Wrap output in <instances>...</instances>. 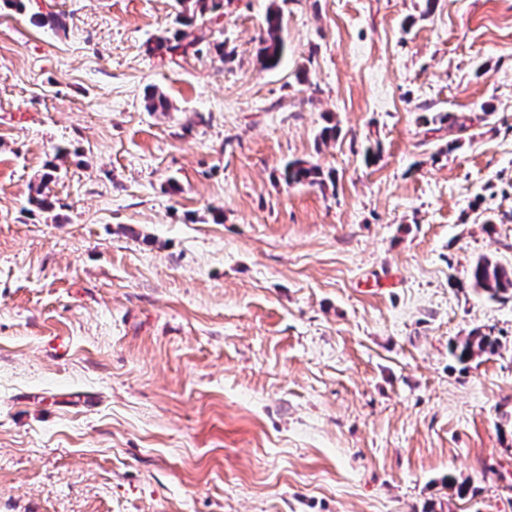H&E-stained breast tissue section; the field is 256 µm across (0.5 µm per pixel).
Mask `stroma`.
<instances>
[{"label":"stroma","mask_w":512,"mask_h":512,"mask_svg":"<svg viewBox=\"0 0 512 512\" xmlns=\"http://www.w3.org/2000/svg\"><path fill=\"white\" fill-rule=\"evenodd\" d=\"M176 12L0 10V512H512V0H224L225 60ZM223 0H179L182 10L179 13V25L170 36L158 37L147 44L150 54L181 53L186 55L190 49L194 55L211 52L212 48L224 55V44L210 40L208 34L207 14L214 13L223 7ZM265 26L267 37L260 40L256 61L261 70H270L278 66L284 52V42L280 36L282 17L279 8L268 11ZM284 179L288 185L308 184L325 187L326 177L334 184L333 172H328L325 177L324 172L317 165L310 164L302 160L288 162L284 168ZM469 280L473 288L486 295L491 300L512 297V272L501 266L491 264L488 260L480 258L471 267ZM498 346L499 341L496 337L474 331L465 340L454 343L450 351L458 362L465 364L473 359L475 355L495 353Z\"/></svg>","instance_id":"35a3bbf8"}]
</instances>
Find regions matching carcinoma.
Masks as SVG:
<instances>
[{
  "mask_svg": "<svg viewBox=\"0 0 512 512\" xmlns=\"http://www.w3.org/2000/svg\"><path fill=\"white\" fill-rule=\"evenodd\" d=\"M181 11L177 19L178 28L168 36L158 37L147 44V51L151 54L163 52L174 54L193 52L198 55L216 50L224 53V44L210 40L208 34L207 15L221 9L223 0H179ZM32 21L41 26L58 28L65 25V15L62 13L32 14ZM266 36L261 38L256 52V61L262 70H270L278 66L284 52V42L280 36L282 30V17L280 9L273 8L268 11L265 18ZM54 166L42 174L39 183L31 196V202L38 208L46 210L51 208L49 195L46 193L48 184L53 180ZM284 179L289 185L308 184L325 186L326 180H334L333 173H324L317 165L302 160L288 162L284 168ZM469 280L473 288L486 295L491 300L512 297V273L503 267L490 263L486 259H479L471 267ZM499 346L496 337L479 331H474L465 340L451 346V354L458 362L465 364L474 356L483 353H494Z\"/></svg>",
  "mask_w": 512,
  "mask_h": 512,
  "instance_id": "carcinoma-1",
  "label": "carcinoma"
}]
</instances>
